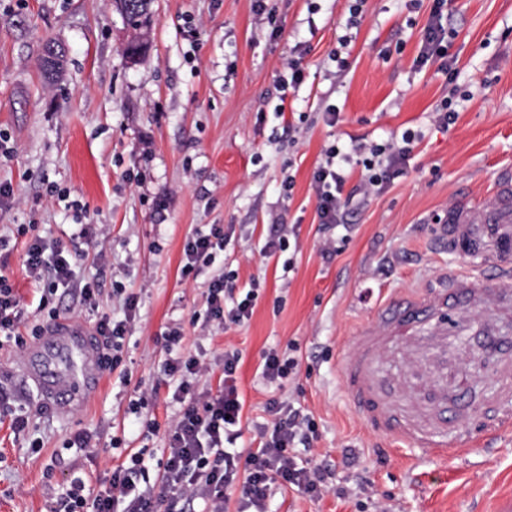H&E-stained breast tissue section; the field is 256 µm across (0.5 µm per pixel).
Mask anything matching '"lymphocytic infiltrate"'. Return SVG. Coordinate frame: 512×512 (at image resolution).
<instances>
[{"label":"lymphocytic infiltrate","instance_id":"lymphocytic-infiltrate-1","mask_svg":"<svg viewBox=\"0 0 512 512\" xmlns=\"http://www.w3.org/2000/svg\"><path fill=\"white\" fill-rule=\"evenodd\" d=\"M444 5L445 0H433L416 61L421 66L439 64L452 77L456 69L448 54L451 33L442 23ZM415 141V133L407 130L384 144L327 148L313 173L320 224L338 223L344 209L353 202L355 195L344 192L353 171L362 175L357 195L368 198L382 194L402 174ZM228 238V231L220 224L188 237L183 247L182 278L211 265ZM24 247L25 273L31 282L42 286L40 301L48 303L59 286L72 283L74 256L59 242L40 236L25 241ZM254 299V289L240 290L234 274H216L208 284L204 321L220 327L241 323L251 315ZM138 303L136 294H128L124 319L104 317L95 324L94 333L102 338L106 349L105 370H114L121 361L122 341L130 331ZM21 324L20 299L8 278L0 274V346L10 342L19 348L24 346ZM181 339L179 329L168 332L167 347L173 355L161 367L164 382L173 386V398L182 409L166 429V459L160 484L138 486V477L148 471L150 463L149 456L141 451L131 456L129 464L113 467L93 498L84 496L82 479L72 480L52 512H177L181 503L201 504L202 512H224L225 492L236 486L241 489L239 512H269L273 484L317 497L335 489L337 465H358L359 456L350 448L343 450L337 465L315 456L298 464L296 449L311 447L316 429L303 407L276 397L265 404L269 421L255 432L252 448L236 449L235 443L242 436L239 424L243 407L237 387L239 353L225 350L217 391L202 392L198 384L201 378L212 375L213 369L197 356L179 352Z\"/></svg>","mask_w":512,"mask_h":512}]
</instances>
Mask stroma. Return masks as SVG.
Segmentation results:
<instances>
[{
    "instance_id": "stroma-1",
    "label": "stroma",
    "mask_w": 512,
    "mask_h": 512,
    "mask_svg": "<svg viewBox=\"0 0 512 512\" xmlns=\"http://www.w3.org/2000/svg\"><path fill=\"white\" fill-rule=\"evenodd\" d=\"M433 0H273L275 26L260 23L253 0H153L147 51L130 59L113 0H0V230L11 236L8 273L22 298L26 327L45 326L49 310L93 327L139 308L123 342V361L101 389L61 415L23 375L20 350L0 349V512H50L71 480L96 486L131 454L161 458L162 431L178 412L161 387L165 336L180 328L183 352L212 359L240 351L242 444L264 424L270 396L300 403L317 430L314 455L337 462L344 496L318 499L275 487L271 512H499L512 498V431L477 440L467 453L423 458L374 432L346 393L338 358L357 326L380 305L473 259L441 239L448 208L476 205L512 178V0H447L443 23L456 81L415 59ZM65 44V74L42 82L41 43ZM349 45L341 61L331 53ZM302 59L304 78L280 87L283 65ZM453 97L458 119L440 129L434 110ZM284 105L283 119L273 117ZM341 106L329 125L327 105ZM418 133L404 174L347 210L341 227L318 222L313 172L335 143L383 144ZM293 176L291 197L280 184ZM209 224L233 233L213 265L180 276L188 237ZM271 224H291L285 251L267 258ZM87 235H80L81 227ZM40 234L77 254L76 280L96 281L97 307L61 286L49 309L30 284L22 245ZM340 251L324 257L325 239ZM257 282L248 320L220 328L192 322L206 310V285L220 271ZM297 366L280 387L259 366L269 350ZM157 389L144 401L141 391ZM28 413L26 431L12 409ZM159 431H150L151 423ZM91 432L94 445L70 444ZM357 449L360 465L341 467Z\"/></svg>"
}]
</instances>
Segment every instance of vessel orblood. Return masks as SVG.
Returning a JSON list of instances; mask_svg holds the SVG:
<instances>
[{
	"mask_svg": "<svg viewBox=\"0 0 512 512\" xmlns=\"http://www.w3.org/2000/svg\"><path fill=\"white\" fill-rule=\"evenodd\" d=\"M446 237L452 250L489 238L498 247L443 285L386 302L376 320L357 327L352 350L339 365L344 388L372 427L427 455L466 452L471 446L466 386L448 385V367L456 358L448 338L455 333L479 336L482 357L497 380L485 435L512 428V342L503 338L498 320L499 313L512 309V290L504 286L512 279V182L502 181L480 205L449 213ZM461 304L479 317V324L453 320ZM393 355L404 357L405 365L387 379L382 366ZM21 358L57 410L83 404L102 386L99 343L69 320H57Z\"/></svg>",
	"mask_w": 512,
	"mask_h": 512,
	"instance_id": "1",
	"label": "vessel or blood"
}]
</instances>
